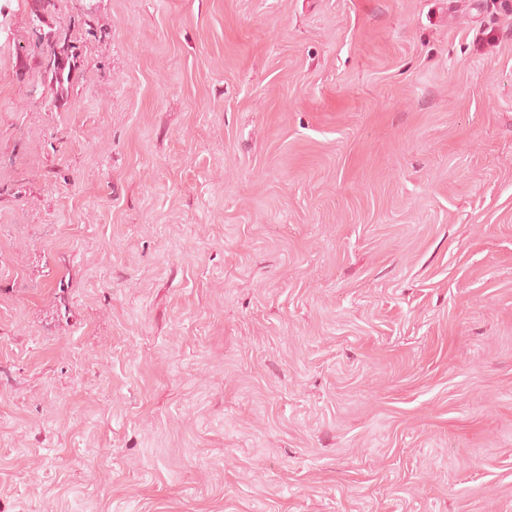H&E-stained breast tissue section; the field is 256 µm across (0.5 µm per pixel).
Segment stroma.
<instances>
[{
    "mask_svg": "<svg viewBox=\"0 0 512 512\" xmlns=\"http://www.w3.org/2000/svg\"><path fill=\"white\" fill-rule=\"evenodd\" d=\"M52 2L67 93L31 0L0 41V512H512L500 0ZM41 38H45V40H46L45 41V49L43 51V54H46V52L48 51V48H50L53 43H60L61 45H59L58 47H65V46L70 47V54H64L62 57L55 59L52 67L49 68L50 70H48L49 73L51 74V80L55 81V84L57 85V87L63 88L65 83H69L71 69L75 66L74 59L76 58V56L72 52V48H74V47L72 45L66 43L65 38L63 39V42H62L60 35L55 36V35L49 34L48 36L44 35V37H41ZM66 44H68V45H66Z\"/></svg>",
    "mask_w": 512,
    "mask_h": 512,
    "instance_id": "obj_1",
    "label": "stroma"
}]
</instances>
